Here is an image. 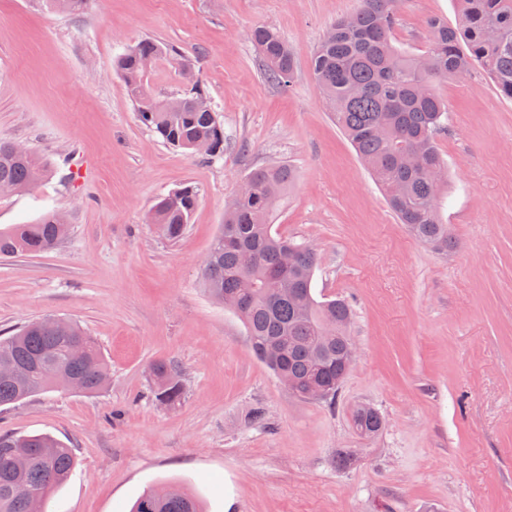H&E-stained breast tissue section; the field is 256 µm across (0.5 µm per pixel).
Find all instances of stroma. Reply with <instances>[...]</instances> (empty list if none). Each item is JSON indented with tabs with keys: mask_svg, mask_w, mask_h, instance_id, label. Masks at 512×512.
Listing matches in <instances>:
<instances>
[{
	"mask_svg": "<svg viewBox=\"0 0 512 512\" xmlns=\"http://www.w3.org/2000/svg\"><path fill=\"white\" fill-rule=\"evenodd\" d=\"M358 0H89L77 15L0 0V139L45 158L31 190L0 195V228L55 212L69 232L35 256L0 259V331L49 315L79 321L111 382L0 408L1 433H48L74 468L45 512H129L175 484L207 512H512V99L481 66L441 84L448 164L440 211L456 245L434 252L387 207L326 110L310 71L326 29ZM457 26L456 0H402L393 43L423 53L428 23ZM276 28L293 49L290 87L264 77L249 39ZM178 47L224 127L204 159L143 125L115 68L140 40ZM290 165L277 232L319 253L317 298L353 307L356 358L335 407L288 395L245 327L213 300L200 265L248 172ZM193 186L177 241L148 215ZM182 373L174 407L149 367ZM386 427L357 435L349 411ZM263 407V423L250 422ZM350 450L338 469L337 449ZM350 419L354 430L365 438L379 435L385 427L382 414L369 404L354 406L350 412Z\"/></svg>",
	"mask_w": 512,
	"mask_h": 512,
	"instance_id": "stroma-1",
	"label": "stroma"
}]
</instances>
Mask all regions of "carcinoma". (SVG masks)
Here are the masks:
<instances>
[{"label": "carcinoma", "instance_id": "carcinoma-1", "mask_svg": "<svg viewBox=\"0 0 512 512\" xmlns=\"http://www.w3.org/2000/svg\"><path fill=\"white\" fill-rule=\"evenodd\" d=\"M458 26L434 19L426 51L411 55L392 42L400 0H359L357 10L329 28L311 58V74L337 126L355 147L399 222L417 240L446 254L451 244L438 204L448 187V166L437 137L447 130L448 104L438 84L463 79L476 64L493 78L498 91L512 99V0H458ZM87 0H45L50 10L78 14ZM259 66L272 83H292L297 61L288 43L272 27L250 33ZM467 50H462L461 45ZM179 57L173 46L143 40L120 54L115 67L140 121L168 145L194 154L198 140L209 143L208 156L224 154V129L199 83L186 86L174 100L150 91L142 61ZM14 143L0 141V192L30 190L48 171L47 162ZM293 172L286 164L252 170L247 192L226 207L224 224L202 265L209 295L242 319L254 354L276 375L288 394L336 405L351 366L344 364L354 343L353 313L342 298L319 301L312 281L316 251L273 230L275 207L288 190ZM198 203L196 190L183 186L158 198L149 223L169 241L180 239ZM67 224L49 213L31 224L0 229V257L34 256L56 245ZM47 316L13 334L0 336V364L16 367L0 373V406L16 405L60 388L58 370L89 394L109 380L107 363L96 340L80 324L64 329ZM151 392L161 404L184 398L178 369L170 362L151 366ZM354 430L379 435L385 420L369 404L351 409ZM70 449L49 434H0V512H44L48 494L68 478ZM131 512H201L184 489L160 485L140 496Z\"/></svg>", "mask_w": 512, "mask_h": 512}]
</instances>
